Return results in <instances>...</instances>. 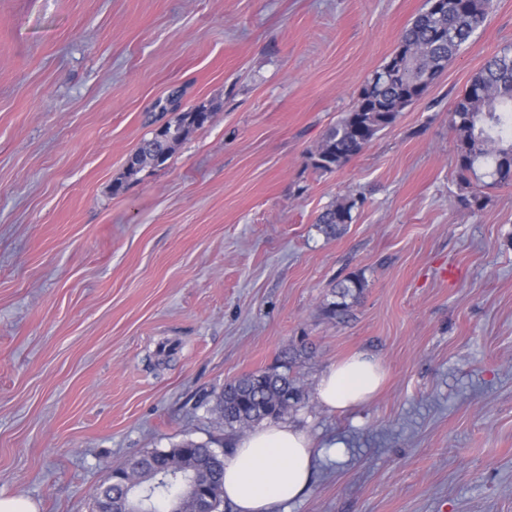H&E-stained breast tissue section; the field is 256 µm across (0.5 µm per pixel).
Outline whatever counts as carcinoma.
<instances>
[{"label": "carcinoma", "instance_id": "obj_1", "mask_svg": "<svg viewBox=\"0 0 512 512\" xmlns=\"http://www.w3.org/2000/svg\"><path fill=\"white\" fill-rule=\"evenodd\" d=\"M492 0H444L440 11L420 12L404 29L398 50L376 70L361 88L352 109L330 126L315 151L311 165L332 172L360 154L365 146L397 120L408 105L421 99L444 71L448 62L471 36L483 27ZM182 91L173 89L157 103L161 111H176L178 117L163 128L166 141L151 136L128 158L124 179L114 191L133 180L148 165L164 164L189 133L205 122L197 119L204 106L181 110ZM456 140L460 175L476 174V165L491 161V176L498 185H512V51L492 56L472 75L448 115ZM356 200L330 204L318 214L316 227L325 238L341 235L352 222ZM366 287L364 278L352 275L336 284L335 300L325 312L332 318L346 315L351 301ZM301 357L299 350L283 354L284 371L257 370L224 384L216 395L214 412L231 430L252 427L264 419H278L303 399L300 379L291 374ZM207 473L208 498L198 500L183 493L185 475ZM124 478L112 481L95 496L96 512H166L172 501L180 512H222L224 505V453L206 443L185 442L166 451L130 458L120 468Z\"/></svg>", "mask_w": 512, "mask_h": 512}]
</instances>
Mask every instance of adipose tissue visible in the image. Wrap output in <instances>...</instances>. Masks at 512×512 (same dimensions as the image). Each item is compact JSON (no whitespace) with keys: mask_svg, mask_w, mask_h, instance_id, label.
<instances>
[{"mask_svg":"<svg viewBox=\"0 0 512 512\" xmlns=\"http://www.w3.org/2000/svg\"><path fill=\"white\" fill-rule=\"evenodd\" d=\"M385 380L381 363L357 353L337 362L317 385L319 403L341 411L370 402ZM315 447L296 426L270 424L233 440L224 463V499L237 512H272L309 488Z\"/></svg>","mask_w":512,"mask_h":512,"instance_id":"ef3b65f1","label":"adipose tissue"}]
</instances>
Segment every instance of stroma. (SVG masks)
Returning <instances> with one entry per match:
<instances>
[{"instance_id":"1","label":"stroma","mask_w":512,"mask_h":512,"mask_svg":"<svg viewBox=\"0 0 512 512\" xmlns=\"http://www.w3.org/2000/svg\"><path fill=\"white\" fill-rule=\"evenodd\" d=\"M427 0H0V494L94 512L132 456L228 447L210 411L305 350L286 422L317 455L274 512H512V185L466 208L448 112L512 47V0L332 172L308 155ZM212 109L159 167L113 184L173 120ZM356 199L329 240L325 206ZM362 275L349 315L323 307ZM355 352L387 381L320 407Z\"/></svg>"}]
</instances>
